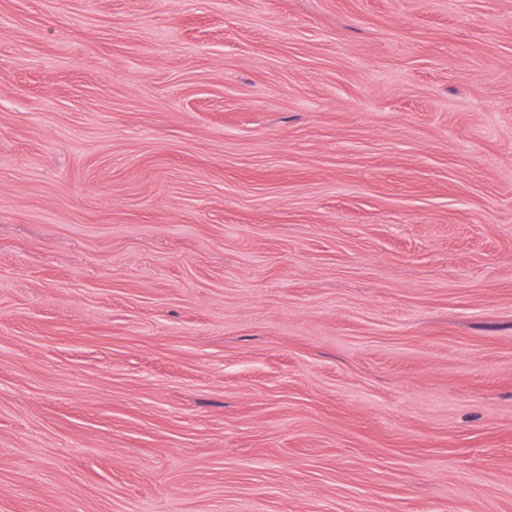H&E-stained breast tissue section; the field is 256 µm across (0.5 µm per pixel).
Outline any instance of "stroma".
<instances>
[{
    "instance_id": "35a3bbf8",
    "label": "stroma",
    "mask_w": 512,
    "mask_h": 512,
    "mask_svg": "<svg viewBox=\"0 0 512 512\" xmlns=\"http://www.w3.org/2000/svg\"><path fill=\"white\" fill-rule=\"evenodd\" d=\"M0 512H512V0H0Z\"/></svg>"
}]
</instances>
